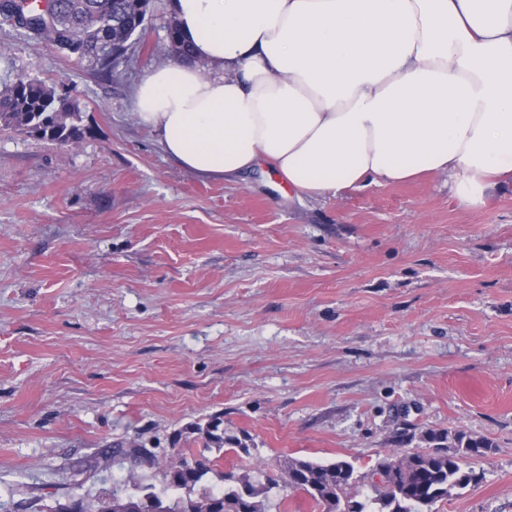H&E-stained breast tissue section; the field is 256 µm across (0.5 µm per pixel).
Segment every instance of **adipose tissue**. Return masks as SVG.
<instances>
[{
	"label": "adipose tissue",
	"mask_w": 512,
	"mask_h": 512,
	"mask_svg": "<svg viewBox=\"0 0 512 512\" xmlns=\"http://www.w3.org/2000/svg\"><path fill=\"white\" fill-rule=\"evenodd\" d=\"M189 59L138 122L202 178L266 166L296 197L423 173L461 206L512 182V0H172Z\"/></svg>",
	"instance_id": "ef3b65f1"
}]
</instances>
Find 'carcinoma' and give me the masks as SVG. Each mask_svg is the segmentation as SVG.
<instances>
[{"mask_svg":"<svg viewBox=\"0 0 512 512\" xmlns=\"http://www.w3.org/2000/svg\"><path fill=\"white\" fill-rule=\"evenodd\" d=\"M17 9L24 14L8 23L20 35L51 42L60 50L94 63L96 71L109 76L114 70L112 50L129 44L141 28V0H48L47 10L29 7L26 0H0V17ZM0 125L62 144H78L86 136L80 109L69 93L60 92L45 81L17 76L0 91ZM193 443L199 454L177 450L167 458L135 442L115 441L101 451V457L127 467L133 484L119 483L112 494L100 498L87 512H266L274 491L305 492L321 512H436L435 505L448 498L452 488L477 484L483 474L460 465L463 456L481 457L491 445L458 431L453 450H448V432L430 431V451L396 448L394 454L377 461L373 472L384 473L383 484L364 483L354 466L345 460L321 463L311 459L284 458L280 476L270 477L266 466L257 475L245 471L222 473L224 488L204 483L214 462L227 453L251 455L247 434L228 435L224 417L214 415L192 427ZM215 453L209 458L206 453ZM144 468L162 472L165 489L186 492V496L163 498L152 486L139 483Z\"/></svg>","mask_w":512,"mask_h":512,"instance_id":"1","label":"carcinoma"}]
</instances>
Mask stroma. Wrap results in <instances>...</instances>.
<instances>
[{
	"label": "stroma",
	"mask_w": 512,
	"mask_h": 512,
	"mask_svg": "<svg viewBox=\"0 0 512 512\" xmlns=\"http://www.w3.org/2000/svg\"><path fill=\"white\" fill-rule=\"evenodd\" d=\"M170 0L106 79L0 27V86L68 88L75 145L0 129V500L38 512L126 481L115 441L180 448L223 414L255 455L365 473L430 431L492 449L438 512H512V186L460 206L443 175L299 201L200 178L133 112L174 63Z\"/></svg>",
	"instance_id": "1"
}]
</instances>
